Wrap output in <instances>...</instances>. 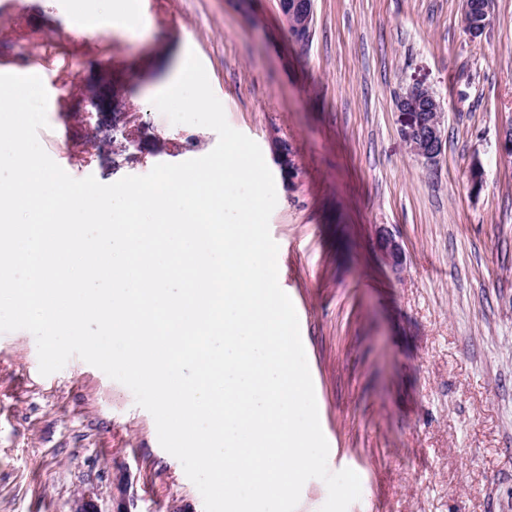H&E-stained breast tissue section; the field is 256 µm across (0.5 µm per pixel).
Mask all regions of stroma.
<instances>
[{
  "label": "stroma",
  "mask_w": 512,
  "mask_h": 512,
  "mask_svg": "<svg viewBox=\"0 0 512 512\" xmlns=\"http://www.w3.org/2000/svg\"><path fill=\"white\" fill-rule=\"evenodd\" d=\"M0 0V65L46 70V153L104 184L209 153L215 131L172 124L151 103L188 53L228 123L270 154L286 141L301 175L272 167L269 230L311 372L328 468H351L348 512H512V0L463 31L462 0H315L306 50L279 0ZM129 74L126 101L150 135L179 142L142 163H84L68 111L88 71ZM431 89L445 108L436 166L402 141L397 97ZM484 169L472 192L468 173ZM406 256L381 260L379 228ZM94 490L102 512H204L178 459L133 393L82 359L39 372L25 330L0 333V512H67Z\"/></svg>",
  "instance_id": "stroma-1"
}]
</instances>
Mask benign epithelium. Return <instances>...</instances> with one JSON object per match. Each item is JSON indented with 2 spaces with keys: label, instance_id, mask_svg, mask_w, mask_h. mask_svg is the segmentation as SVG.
Segmentation results:
<instances>
[{
  "label": "benign epithelium",
  "instance_id": "1",
  "mask_svg": "<svg viewBox=\"0 0 512 512\" xmlns=\"http://www.w3.org/2000/svg\"><path fill=\"white\" fill-rule=\"evenodd\" d=\"M281 16L290 40L300 48L308 44L314 28V0H279ZM463 13L470 19L467 33L476 38L489 27L490 8L483 0H463ZM124 84L112 77L99 78L89 74L83 80V89L76 99L82 112L84 129L101 127L108 131L119 125L112 124V113L126 110ZM400 135L409 152L423 164L437 163L443 147L444 108L441 100L427 87H410L397 99ZM271 151L276 164L283 168L289 182H294L300 169L283 141L271 140ZM380 256L390 271L399 276L404 271L405 253L399 241L387 229L378 236ZM69 512H100L93 496L78 495Z\"/></svg>",
  "mask_w": 512,
  "mask_h": 512
}]
</instances>
